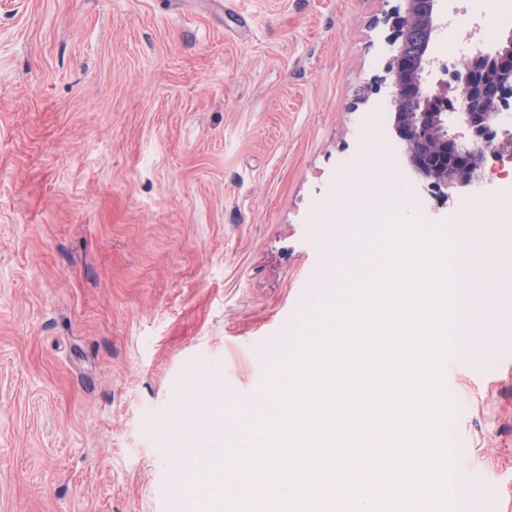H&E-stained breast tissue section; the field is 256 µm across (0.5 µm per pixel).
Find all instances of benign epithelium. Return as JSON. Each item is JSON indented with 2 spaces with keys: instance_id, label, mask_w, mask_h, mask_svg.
<instances>
[{
  "instance_id": "1",
  "label": "benign epithelium",
  "mask_w": 512,
  "mask_h": 512,
  "mask_svg": "<svg viewBox=\"0 0 512 512\" xmlns=\"http://www.w3.org/2000/svg\"><path fill=\"white\" fill-rule=\"evenodd\" d=\"M403 8L391 16L393 49L380 83L390 88L388 105L393 120L388 136L401 148L405 166L413 180L441 201L459 190L473 191L484 178L487 155L512 156V137L490 140L487 132L506 106L512 93V38L504 43L489 34L480 42L494 46L492 80L479 77L474 61L458 71L455 85L434 79V45L440 30L448 26L443 15L445 0H401ZM423 30L421 49L412 63L404 61L408 32Z\"/></svg>"
}]
</instances>
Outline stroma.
<instances>
[{"mask_svg": "<svg viewBox=\"0 0 512 512\" xmlns=\"http://www.w3.org/2000/svg\"><path fill=\"white\" fill-rule=\"evenodd\" d=\"M397 4L0 0V512H208L196 451L262 444L296 337L378 245L356 216L492 205L347 167ZM447 387L455 512H487L475 482L512 512V367Z\"/></svg>", "mask_w": 512, "mask_h": 512, "instance_id": "stroma-1", "label": "stroma"}]
</instances>
